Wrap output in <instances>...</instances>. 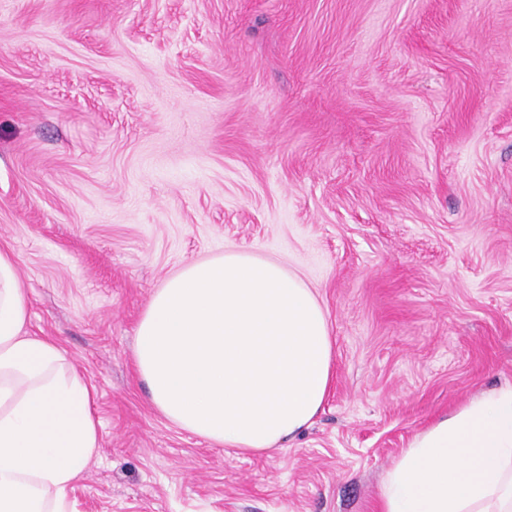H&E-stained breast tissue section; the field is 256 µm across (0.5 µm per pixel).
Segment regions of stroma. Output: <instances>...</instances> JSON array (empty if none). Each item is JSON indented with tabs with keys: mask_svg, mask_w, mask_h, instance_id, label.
<instances>
[{
	"mask_svg": "<svg viewBox=\"0 0 512 512\" xmlns=\"http://www.w3.org/2000/svg\"><path fill=\"white\" fill-rule=\"evenodd\" d=\"M96 392L75 512H378L412 436L512 385V0H0V249ZM246 250L327 310L312 425L183 431L152 293Z\"/></svg>",
	"mask_w": 512,
	"mask_h": 512,
	"instance_id": "obj_1",
	"label": "stroma"
}]
</instances>
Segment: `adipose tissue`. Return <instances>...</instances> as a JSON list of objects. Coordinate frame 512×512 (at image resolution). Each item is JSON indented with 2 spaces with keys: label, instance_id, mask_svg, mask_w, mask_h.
<instances>
[{
  "label": "adipose tissue",
  "instance_id": "ef3b65f1",
  "mask_svg": "<svg viewBox=\"0 0 512 512\" xmlns=\"http://www.w3.org/2000/svg\"><path fill=\"white\" fill-rule=\"evenodd\" d=\"M0 249V512H74L101 447L93 387L50 337ZM137 373L156 409L218 447L257 454L322 409L333 337L316 294L281 264L238 250L189 263L136 328ZM379 512H512V385L417 432L385 471Z\"/></svg>",
  "mask_w": 512,
  "mask_h": 512
}]
</instances>
